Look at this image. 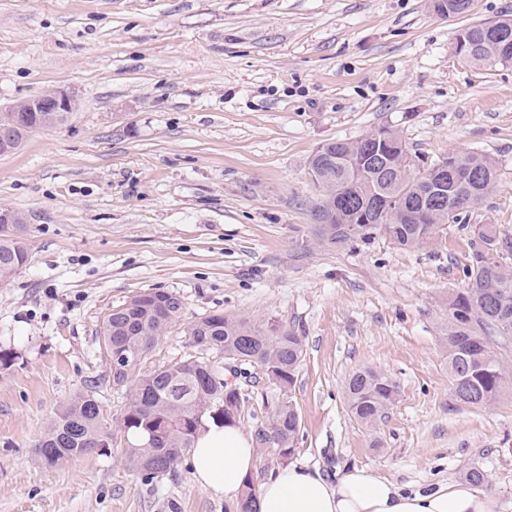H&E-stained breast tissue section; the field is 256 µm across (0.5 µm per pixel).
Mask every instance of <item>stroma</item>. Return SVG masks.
Here are the masks:
<instances>
[{
  "instance_id": "1",
  "label": "stroma",
  "mask_w": 512,
  "mask_h": 512,
  "mask_svg": "<svg viewBox=\"0 0 512 512\" xmlns=\"http://www.w3.org/2000/svg\"><path fill=\"white\" fill-rule=\"evenodd\" d=\"M512 15L473 0H0V110L51 89L73 93L60 124L0 155V207L26 217V267L0 288V512H235L182 457L154 483L122 449L45 467L34 454L54 414L94 392L119 418L132 383H112L102 347L112 309L150 288L177 292L182 320L142 370L197 355L187 334L216 311L298 328L294 464L333 480L359 467L404 490L485 471L512 512V386L488 407L456 404L448 299L466 288L468 235L434 249L376 235L336 247L317 236L309 170L317 148L388 127L424 170L451 152L491 158L473 224L512 240V66L464 63L460 30ZM372 367L398 395L378 424L350 413L345 384ZM239 424L254 432L273 387L255 368Z\"/></svg>"
}]
</instances>
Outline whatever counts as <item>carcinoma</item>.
Wrapping results in <instances>:
<instances>
[{
  "label": "carcinoma",
  "mask_w": 512,
  "mask_h": 512,
  "mask_svg": "<svg viewBox=\"0 0 512 512\" xmlns=\"http://www.w3.org/2000/svg\"><path fill=\"white\" fill-rule=\"evenodd\" d=\"M468 0H433V9L446 16L462 15ZM489 23L463 29L457 38L479 46L463 57L468 64L488 68L512 65V53L500 56L489 44ZM52 127L44 113L30 112L12 128L9 147L15 151L29 133ZM408 149L399 134L387 127L355 141L324 143L310 159L321 199L312 211L320 240L336 246L367 243L380 233L403 249L434 248L442 241L448 221H460L469 234V253L462 272L468 287L448 300V375L458 403L488 406L512 381V364L501 350L512 344V243L495 224L467 223L468 210L496 182L494 162L476 153L448 154L444 167L430 166L419 174L407 163ZM448 188V207L430 206L417 222L408 216L423 202L427 182ZM383 196L387 209L380 217L366 204ZM25 224H0V286H8L28 261L23 241ZM181 296L152 288L112 309L103 326L106 350L123 356L118 376H135L146 354L172 324L183 316ZM194 346L214 352L233 365L258 368L277 391L267 420L254 431L264 466H284L293 459L301 417L291 400L303 360L304 337L273 319L215 312L194 320L187 329ZM397 396L396 383L384 372L365 368L346 384L347 404L359 422L373 426L385 416ZM249 396L224 374V367L206 357L188 358L150 371L136 381L127 407L110 425L97 398L82 394L50 421L36 446L40 459L56 467L77 456H90L97 446L124 447L126 465L151 483L172 471L181 456L209 423H235Z\"/></svg>",
  "instance_id": "carcinoma-1"
}]
</instances>
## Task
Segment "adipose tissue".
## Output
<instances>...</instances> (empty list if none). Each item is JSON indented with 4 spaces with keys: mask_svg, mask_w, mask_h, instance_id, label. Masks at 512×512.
<instances>
[{
    "mask_svg": "<svg viewBox=\"0 0 512 512\" xmlns=\"http://www.w3.org/2000/svg\"><path fill=\"white\" fill-rule=\"evenodd\" d=\"M195 480L224 495L239 498L256 472L253 441L238 425H208L191 455ZM258 512H499L492 492L451 479L434 489L407 492L395 483L352 468L328 481L319 473L290 464L280 467L256 488Z\"/></svg>",
    "mask_w": 512,
    "mask_h": 512,
    "instance_id": "adipose-tissue-1",
    "label": "adipose tissue"
}]
</instances>
